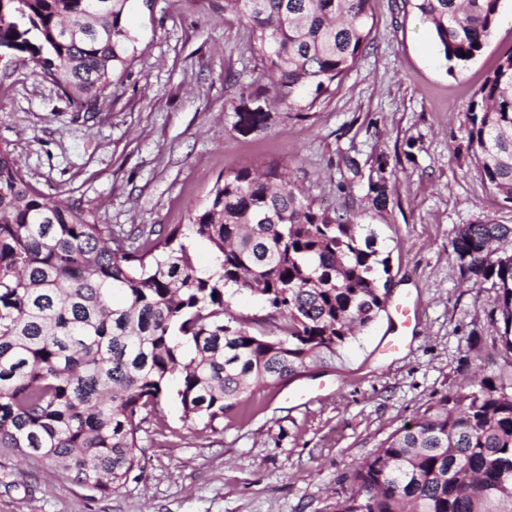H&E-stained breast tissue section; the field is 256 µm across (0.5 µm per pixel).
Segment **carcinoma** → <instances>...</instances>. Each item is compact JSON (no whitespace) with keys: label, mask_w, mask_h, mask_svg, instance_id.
<instances>
[{"label":"carcinoma","mask_w":512,"mask_h":512,"mask_svg":"<svg viewBox=\"0 0 512 512\" xmlns=\"http://www.w3.org/2000/svg\"><path fill=\"white\" fill-rule=\"evenodd\" d=\"M134 0H0V45L27 53L92 112L138 53ZM500 0H417L448 70L484 48ZM251 30L267 90L285 117L338 85L369 43V0H224ZM470 104L467 138L482 179L512 203V52ZM235 131L269 112H239ZM376 206L386 177L370 182ZM206 241L209 270L188 240ZM376 232L317 209L275 170L219 177L188 223L112 233L79 204L50 202L0 148V448L58 470L88 497L140 467L139 437L162 396L214 428L247 415L254 388L298 377L385 310L390 256ZM452 251L499 293L512 348V225H462ZM261 297L279 334L228 313ZM193 350L189 358L182 347ZM345 480L336 512H512V392L471 380L427 405Z\"/></svg>","instance_id":"obj_1"}]
</instances>
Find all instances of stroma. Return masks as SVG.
<instances>
[{
	"instance_id": "35a3bbf8",
	"label": "stroma",
	"mask_w": 512,
	"mask_h": 512,
	"mask_svg": "<svg viewBox=\"0 0 512 512\" xmlns=\"http://www.w3.org/2000/svg\"><path fill=\"white\" fill-rule=\"evenodd\" d=\"M369 44L335 93L306 120L283 118L257 94L250 31L224 0H137L136 59L98 109H77L28 58L0 72V147L30 183L76 202L96 223L130 234L184 224L225 173L276 166L317 207L367 224L390 253L389 300L411 295L410 346L379 344L381 313L306 376L256 388L246 418L215 429L182 419L171 397L139 433L142 468L108 496L0 448V512H336L341 477L464 377L512 385L490 283L465 281L452 253L458 228L512 225L468 146L471 102L512 51V0H502L482 52L449 70L414 0H371ZM270 109L267 126L233 130L237 113ZM385 176L386 207L369 183ZM305 388L307 400L292 399Z\"/></svg>"
}]
</instances>
